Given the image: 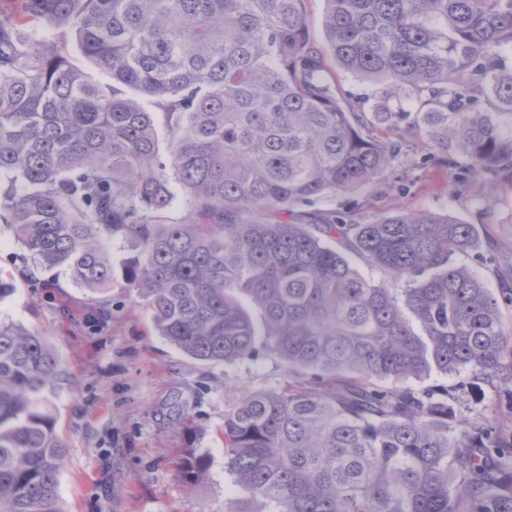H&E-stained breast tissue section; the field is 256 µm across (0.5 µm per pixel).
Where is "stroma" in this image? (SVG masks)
Masks as SVG:
<instances>
[{
    "label": "stroma",
    "mask_w": 512,
    "mask_h": 512,
    "mask_svg": "<svg viewBox=\"0 0 512 512\" xmlns=\"http://www.w3.org/2000/svg\"><path fill=\"white\" fill-rule=\"evenodd\" d=\"M425 153L417 140L405 147L384 176L376 211L428 210L477 225L480 248L462 261L498 290L497 268L512 270V184L477 180L457 195L453 170L421 164ZM487 201L496 215L484 222ZM0 277L14 283L0 298V320L45 336L67 373L50 396L67 445L63 512H224L227 501L245 498L225 468L224 412L237 396L286 387L279 360L194 361L158 336L133 288L113 289L111 318L94 320L87 291L66 269L37 270L4 224ZM188 448L209 459L192 487L179 469Z\"/></svg>",
    "instance_id": "35a3bbf8"
}]
</instances>
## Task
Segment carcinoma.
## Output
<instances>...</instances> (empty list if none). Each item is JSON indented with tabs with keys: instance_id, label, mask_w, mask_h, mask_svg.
I'll list each match as a JSON object with an SVG mask.
<instances>
[{
	"instance_id": "obj_1",
	"label": "carcinoma",
	"mask_w": 512,
	"mask_h": 512,
	"mask_svg": "<svg viewBox=\"0 0 512 512\" xmlns=\"http://www.w3.org/2000/svg\"><path fill=\"white\" fill-rule=\"evenodd\" d=\"M0 0V223L112 316V243L154 328L191 359L274 357L294 383L224 414L248 491L224 512H512V424L471 421L436 372L512 413V329L459 257L475 227L368 215L411 137L469 182L512 183V0ZM47 26L112 79L91 82ZM369 81L367 112L332 66ZM168 136L162 152L157 119ZM189 219L164 223L170 185ZM361 260L373 272L364 276ZM45 337L0 322V512H63ZM208 458L189 448L195 483ZM325 7L323 0H309L307 3L308 34L318 44H324L322 21Z\"/></svg>"
}]
</instances>
